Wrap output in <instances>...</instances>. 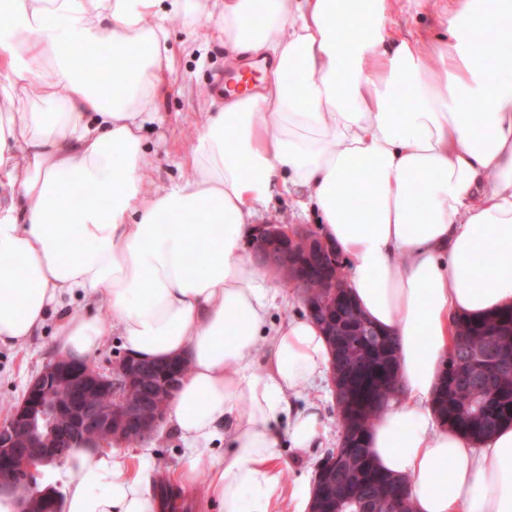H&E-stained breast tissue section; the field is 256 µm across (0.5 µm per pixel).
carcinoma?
Listing matches in <instances>:
<instances>
[{
	"label": "carcinoma",
	"mask_w": 512,
	"mask_h": 512,
	"mask_svg": "<svg viewBox=\"0 0 512 512\" xmlns=\"http://www.w3.org/2000/svg\"><path fill=\"white\" fill-rule=\"evenodd\" d=\"M365 320L349 295H343L336 321ZM335 344L334 369L344 376L350 400L338 416L344 435L345 457L339 469L322 460L317 472H329L330 492L316 482L313 507L331 512L333 495L340 491L371 512H389L387 494L400 481L381 472L371 461L367 447L370 430L384 405L396 398L397 386L384 380L396 370V339L374 329L371 336H330ZM494 353V361L476 369L465 364L476 353ZM434 411L445 427L481 440L506 422H512V310L478 320L461 318L455 326L440 388L433 400Z\"/></svg>",
	"instance_id": "cac0c4a2"
}]
</instances>
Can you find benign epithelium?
I'll list each match as a JSON object with an SVG mask.
<instances>
[{"instance_id":"benign-epithelium-1","label":"benign epithelium","mask_w":512,"mask_h":512,"mask_svg":"<svg viewBox=\"0 0 512 512\" xmlns=\"http://www.w3.org/2000/svg\"><path fill=\"white\" fill-rule=\"evenodd\" d=\"M252 251L262 266L280 269L301 286L309 317L327 311L346 287L333 277L312 286L309 266L336 251L317 231L296 224H261ZM180 360L170 373L146 387L148 372L127 356L106 361L58 356L28 385L21 402L0 422V493L17 499L20 512H59L48 506L49 492L37 489L39 468L61 462L74 444L91 434L127 443L152 438L165 423L169 404L183 375Z\"/></svg>"}]
</instances>
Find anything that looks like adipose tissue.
Masks as SVG:
<instances>
[{
	"instance_id": "adipose-tissue-1",
	"label": "adipose tissue",
	"mask_w": 512,
	"mask_h": 512,
	"mask_svg": "<svg viewBox=\"0 0 512 512\" xmlns=\"http://www.w3.org/2000/svg\"><path fill=\"white\" fill-rule=\"evenodd\" d=\"M175 18L186 56L220 45L267 68L255 92L212 101L157 192ZM91 66L117 88L90 83ZM286 194L318 214L352 298L398 341L377 467L413 512H512V425L474 441L432 410L455 321L512 307V0H0V347L79 298L111 315L65 318L59 354L89 358L116 334L137 360L187 359L167 425L179 480L207 468L218 512H277L285 495L308 512L313 486L285 488L281 448L329 432L308 396L327 389V339L308 317L273 320L281 273L246 250ZM44 473L63 512L159 509L156 471L122 447L84 439Z\"/></svg>"
}]
</instances>
